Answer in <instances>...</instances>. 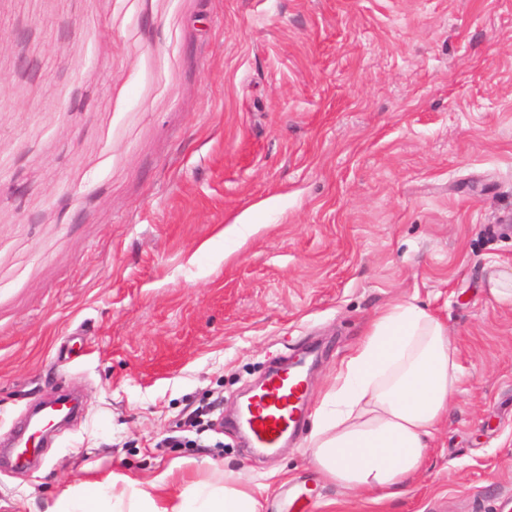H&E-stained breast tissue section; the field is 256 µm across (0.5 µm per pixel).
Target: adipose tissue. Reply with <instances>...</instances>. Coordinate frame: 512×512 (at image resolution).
Returning <instances> with one entry per match:
<instances>
[{"instance_id": "ef3b65f1", "label": "adipose tissue", "mask_w": 512, "mask_h": 512, "mask_svg": "<svg viewBox=\"0 0 512 512\" xmlns=\"http://www.w3.org/2000/svg\"><path fill=\"white\" fill-rule=\"evenodd\" d=\"M461 381L441 319L411 302L381 310L328 383L311 434V465L346 490L397 495L422 471ZM168 478L161 473L148 490L130 484L125 499L112 495L109 481L87 483L52 512H262L238 471L225 469L223 486L198 481L178 496L167 492Z\"/></svg>"}]
</instances>
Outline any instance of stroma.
Returning <instances> with one entry per match:
<instances>
[{
  "label": "stroma",
  "instance_id": "1",
  "mask_svg": "<svg viewBox=\"0 0 512 512\" xmlns=\"http://www.w3.org/2000/svg\"><path fill=\"white\" fill-rule=\"evenodd\" d=\"M0 32V433L86 407L36 468L0 465V512L224 464L265 512H512V306L486 289L512 273V0H0ZM400 301L447 324L464 378L422 472L375 501L308 448ZM309 345L287 444L173 443Z\"/></svg>",
  "mask_w": 512,
  "mask_h": 512
}]
</instances>
